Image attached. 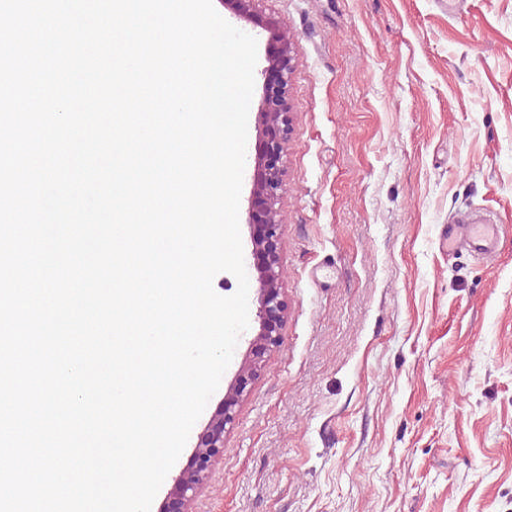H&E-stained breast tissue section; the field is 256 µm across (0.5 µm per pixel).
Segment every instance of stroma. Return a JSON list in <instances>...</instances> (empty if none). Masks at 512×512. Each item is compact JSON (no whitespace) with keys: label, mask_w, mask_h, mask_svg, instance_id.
I'll use <instances>...</instances> for the list:
<instances>
[{"label":"stroma","mask_w":512,"mask_h":512,"mask_svg":"<svg viewBox=\"0 0 512 512\" xmlns=\"http://www.w3.org/2000/svg\"><path fill=\"white\" fill-rule=\"evenodd\" d=\"M262 0L293 32L283 342L198 512H512V0ZM505 230L506 225L498 224L494 214H489L483 222L452 219L448 224H443L439 247L448 249V252L468 248L483 256L492 255L496 253Z\"/></svg>","instance_id":"stroma-1"}]
</instances>
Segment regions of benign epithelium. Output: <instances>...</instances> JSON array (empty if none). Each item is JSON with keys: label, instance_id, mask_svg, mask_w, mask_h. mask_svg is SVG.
<instances>
[{"label": "benign epithelium", "instance_id": "7a95c632", "mask_svg": "<svg viewBox=\"0 0 512 512\" xmlns=\"http://www.w3.org/2000/svg\"><path fill=\"white\" fill-rule=\"evenodd\" d=\"M259 2L222 0L230 18L251 25L252 31L264 36L262 99L256 113L258 138L255 154H246L251 184L247 207L251 248L247 261L258 284V327L250 339L249 354L239 363L224 400L197 435L186 465L173 478L157 512H197L201 493L224 461V436L266 358L281 345L288 315L279 262L280 192L291 123L289 86L295 46L290 32L263 14Z\"/></svg>", "mask_w": 512, "mask_h": 512}]
</instances>
